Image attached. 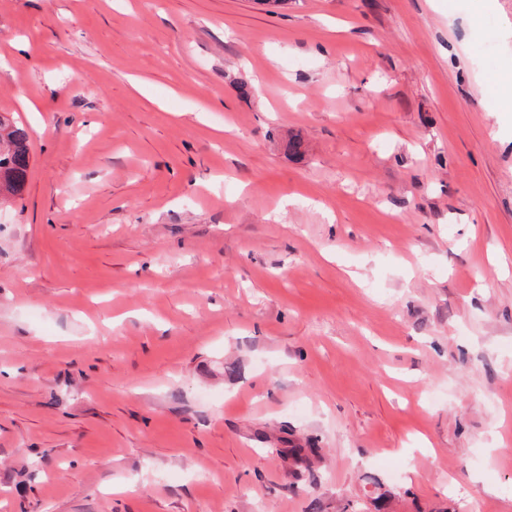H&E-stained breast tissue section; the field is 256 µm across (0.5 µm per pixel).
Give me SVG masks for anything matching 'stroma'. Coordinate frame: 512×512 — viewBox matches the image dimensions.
I'll return each mask as SVG.
<instances>
[{
  "label": "stroma",
  "instance_id": "1",
  "mask_svg": "<svg viewBox=\"0 0 512 512\" xmlns=\"http://www.w3.org/2000/svg\"><path fill=\"white\" fill-rule=\"evenodd\" d=\"M511 61L512 0H0V512H512ZM30 168V134L9 112L0 113V199L22 192Z\"/></svg>",
  "mask_w": 512,
  "mask_h": 512
}]
</instances>
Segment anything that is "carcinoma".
<instances>
[{
  "instance_id": "carcinoma-1",
  "label": "carcinoma",
  "mask_w": 512,
  "mask_h": 512,
  "mask_svg": "<svg viewBox=\"0 0 512 512\" xmlns=\"http://www.w3.org/2000/svg\"><path fill=\"white\" fill-rule=\"evenodd\" d=\"M30 168V134L10 113H0V199L22 192Z\"/></svg>"
}]
</instances>
